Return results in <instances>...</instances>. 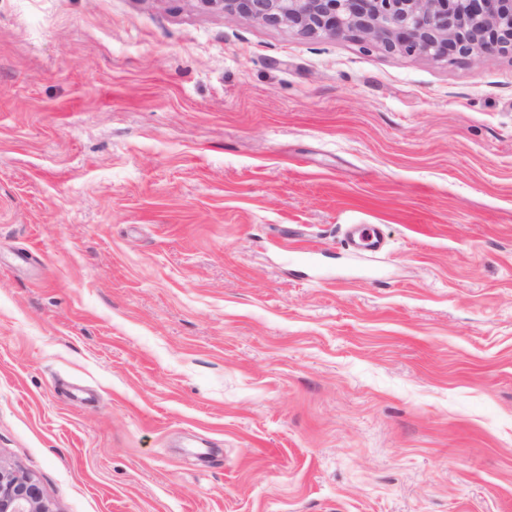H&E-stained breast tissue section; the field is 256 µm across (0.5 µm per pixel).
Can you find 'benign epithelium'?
Here are the masks:
<instances>
[{
  "instance_id": "7a95c632",
  "label": "benign epithelium",
  "mask_w": 512,
  "mask_h": 512,
  "mask_svg": "<svg viewBox=\"0 0 512 512\" xmlns=\"http://www.w3.org/2000/svg\"><path fill=\"white\" fill-rule=\"evenodd\" d=\"M305 38L352 37L450 63L512 51V0H199ZM0 512H57L29 474L0 463Z\"/></svg>"
}]
</instances>
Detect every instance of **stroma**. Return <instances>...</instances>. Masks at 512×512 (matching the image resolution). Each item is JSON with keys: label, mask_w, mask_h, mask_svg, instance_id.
<instances>
[{"label": "stroma", "mask_w": 512, "mask_h": 512, "mask_svg": "<svg viewBox=\"0 0 512 512\" xmlns=\"http://www.w3.org/2000/svg\"><path fill=\"white\" fill-rule=\"evenodd\" d=\"M0 460L57 512H512V54L0 0Z\"/></svg>", "instance_id": "1"}]
</instances>
